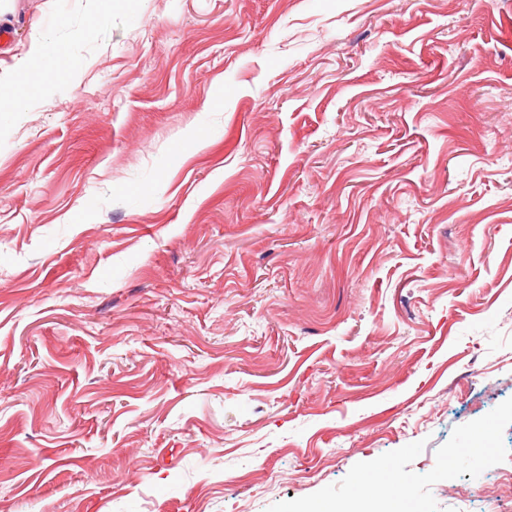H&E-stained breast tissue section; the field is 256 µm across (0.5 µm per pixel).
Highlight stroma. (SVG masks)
<instances>
[{
	"label": "stroma",
	"mask_w": 512,
	"mask_h": 512,
	"mask_svg": "<svg viewBox=\"0 0 512 512\" xmlns=\"http://www.w3.org/2000/svg\"><path fill=\"white\" fill-rule=\"evenodd\" d=\"M2 27L0 512H512V0ZM372 472L374 476L367 482L363 493L366 500L373 504L378 502L381 512H402V501L391 488L393 478L387 473V469L377 466Z\"/></svg>",
	"instance_id": "stroma-1"
}]
</instances>
